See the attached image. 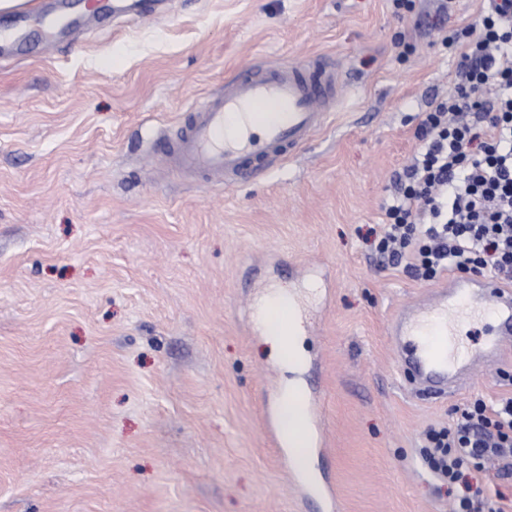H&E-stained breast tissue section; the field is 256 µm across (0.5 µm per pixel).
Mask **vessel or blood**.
Wrapping results in <instances>:
<instances>
[{
    "instance_id": "vessel-or-blood-1",
    "label": "vessel or blood",
    "mask_w": 512,
    "mask_h": 512,
    "mask_svg": "<svg viewBox=\"0 0 512 512\" xmlns=\"http://www.w3.org/2000/svg\"><path fill=\"white\" fill-rule=\"evenodd\" d=\"M40 8L21 0L13 24L0 39L28 42L26 28ZM325 69L261 62L242 67L190 113L189 122L167 156L185 173L214 179L250 180L287 151L304 146L327 120ZM491 311L497 323L485 341L464 353L451 351L460 319ZM395 340H408L400 363L417 391L445 397L470 384L479 366L496 363L512 347V290L488 277H448L425 300L401 306L392 320Z\"/></svg>"
}]
</instances>
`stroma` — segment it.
Segmentation results:
<instances>
[{"mask_svg":"<svg viewBox=\"0 0 512 512\" xmlns=\"http://www.w3.org/2000/svg\"><path fill=\"white\" fill-rule=\"evenodd\" d=\"M39 2L70 27L0 42V512H449L420 435L512 395V353L417 396L388 328L428 285L365 236L488 0ZM257 60L337 70L326 126L232 187L172 172L185 113ZM274 288L295 373L255 318ZM291 379L314 435L295 483L270 440ZM291 296L279 289L271 290L261 299L257 308V316L260 324L265 329L267 342L270 343L275 357L284 364L288 370L294 372L303 363L304 352L301 347V325L300 318L295 311L291 317L289 330L283 332L269 325L268 316L270 312L282 302L288 301Z\"/></svg>","mask_w":512,"mask_h":512,"instance_id":"obj_1","label":"stroma"}]
</instances>
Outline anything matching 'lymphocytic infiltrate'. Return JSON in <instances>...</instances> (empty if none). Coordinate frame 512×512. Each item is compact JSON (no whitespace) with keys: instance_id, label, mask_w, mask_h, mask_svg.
Returning a JSON list of instances; mask_svg holds the SVG:
<instances>
[{"instance_id":"lymphocytic-infiltrate-1","label":"lymphocytic infiltrate","mask_w":512,"mask_h":512,"mask_svg":"<svg viewBox=\"0 0 512 512\" xmlns=\"http://www.w3.org/2000/svg\"><path fill=\"white\" fill-rule=\"evenodd\" d=\"M458 58L461 81L421 119L420 151L395 174L375 250L424 281L458 271L511 284L512 0H495ZM420 454L453 512H512L486 489L512 477V397L455 408L424 431Z\"/></svg>"}]
</instances>
